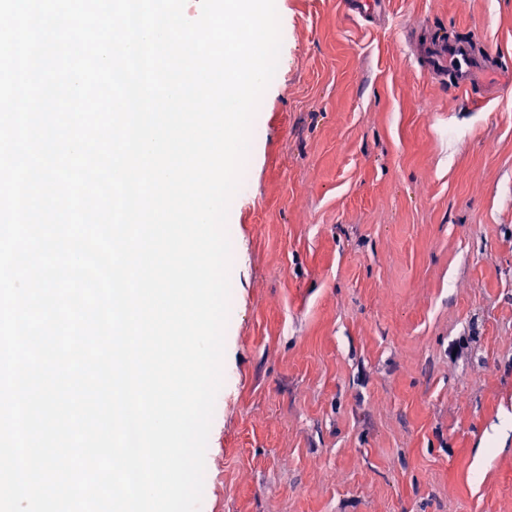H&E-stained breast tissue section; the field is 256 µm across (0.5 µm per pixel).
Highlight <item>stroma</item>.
<instances>
[{
    "label": "stroma",
    "mask_w": 512,
    "mask_h": 512,
    "mask_svg": "<svg viewBox=\"0 0 512 512\" xmlns=\"http://www.w3.org/2000/svg\"><path fill=\"white\" fill-rule=\"evenodd\" d=\"M275 2L203 506L512 512V84L414 40L512 61V0ZM443 50L448 54V66L454 86L462 91L472 89L476 84L473 69L482 64L477 59L473 46L465 41L445 39Z\"/></svg>",
    "instance_id": "35a3bbf8"
}]
</instances>
